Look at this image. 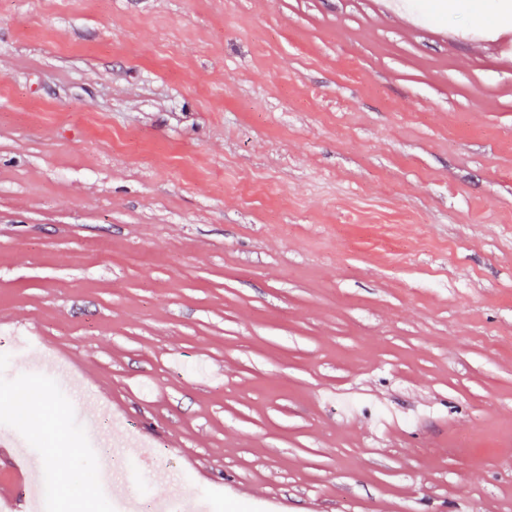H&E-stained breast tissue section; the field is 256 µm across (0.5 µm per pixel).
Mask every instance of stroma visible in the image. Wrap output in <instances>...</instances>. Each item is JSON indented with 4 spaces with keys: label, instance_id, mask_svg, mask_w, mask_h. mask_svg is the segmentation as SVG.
<instances>
[{
    "label": "stroma",
    "instance_id": "1",
    "mask_svg": "<svg viewBox=\"0 0 512 512\" xmlns=\"http://www.w3.org/2000/svg\"><path fill=\"white\" fill-rule=\"evenodd\" d=\"M486 29L512 0H0V485L61 486L16 512H121L103 454L203 512H512Z\"/></svg>",
    "mask_w": 512,
    "mask_h": 512
}]
</instances>
